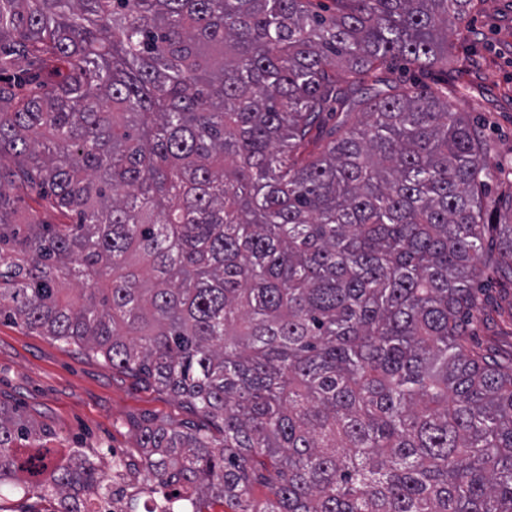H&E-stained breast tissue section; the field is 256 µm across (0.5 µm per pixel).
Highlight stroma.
I'll return each instance as SVG.
<instances>
[{
    "instance_id": "1",
    "label": "stroma",
    "mask_w": 512,
    "mask_h": 512,
    "mask_svg": "<svg viewBox=\"0 0 512 512\" xmlns=\"http://www.w3.org/2000/svg\"><path fill=\"white\" fill-rule=\"evenodd\" d=\"M452 41L459 59L474 62L452 74V104L472 118L488 142L493 201L512 186V0H485L482 12ZM480 299L470 327L475 340L512 351V286L489 283ZM0 405L40 428L35 447L51 449L57 458L82 449L106 473L116 458L140 465L141 421L194 419L177 399L102 358L6 320L0 321Z\"/></svg>"
}]
</instances>
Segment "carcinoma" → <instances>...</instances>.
<instances>
[{
	"instance_id": "cac0c4a2",
	"label": "carcinoma",
	"mask_w": 512,
	"mask_h": 512,
	"mask_svg": "<svg viewBox=\"0 0 512 512\" xmlns=\"http://www.w3.org/2000/svg\"><path fill=\"white\" fill-rule=\"evenodd\" d=\"M482 2L0 0V317L205 421L141 427L143 512H512V354L464 328L512 220L448 91ZM34 435L0 405V490L138 512L76 451L19 484Z\"/></svg>"
}]
</instances>
